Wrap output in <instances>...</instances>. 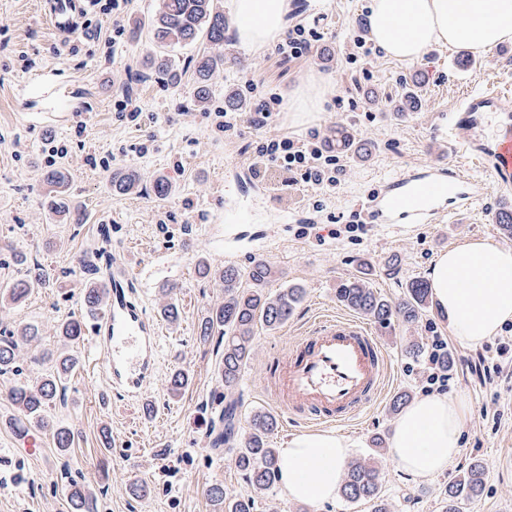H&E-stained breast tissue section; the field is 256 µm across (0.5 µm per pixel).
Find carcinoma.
I'll return each mask as SVG.
<instances>
[{"label": "carcinoma", "instance_id": "cac0c4a2", "mask_svg": "<svg viewBox=\"0 0 512 512\" xmlns=\"http://www.w3.org/2000/svg\"><path fill=\"white\" fill-rule=\"evenodd\" d=\"M153 39L161 48L146 61L148 70L163 76L176 85L180 73L175 63L164 52L171 44H192L205 38L210 44H224V13L216 0H161L158 8L148 20ZM224 65V56L207 50L194 60V103L205 105L211 99V77L216 69ZM417 79L405 84L400 97L392 102L398 113L413 112L421 107L417 91ZM323 147L336 154H350L359 158L368 156L372 143L356 138L347 128L338 126L323 138ZM46 183L51 190L43 198L48 211L72 224L84 223V214L71 210L64 200L62 187L65 177L59 171L47 174ZM139 187V176L134 172L117 175L112 179V190L119 194H130ZM198 273L203 277H217L224 282V302L208 311L198 323L199 340L207 343L215 334L224 341L218 369L227 388L234 387L242 377L251 358L256 329L276 331L283 327L294 314L302 296V289L285 287L272 295L267 286L275 279L276 272L264 261H255L243 271L235 265L213 268L207 263L198 264ZM46 275L35 263L28 268L25 277L14 280L0 289V304L19 303L32 289L45 284ZM108 294L104 288L85 289L84 302L87 307L97 309L107 304ZM336 300L359 312L382 326L394 322L413 325L423 317L431 303L428 284L415 279L410 281L403 297L390 301L361 278L343 280L336 288ZM62 352L55 360L54 370L37 381L17 382L7 392L6 398L26 418L28 424L49 435L55 448L69 452L80 439V433L72 426L54 423L45 416L46 409L57 398L63 388V378L78 363L76 348L84 340V322L69 317L59 327ZM39 341V330L26 325L15 335L0 339V375L19 376L18 364L22 347ZM190 382L189 373L175 370L167 378L170 395L178 396ZM237 402L233 401L215 412L210 419L211 444L215 448L223 445L233 447L236 467L244 472L254 492L270 489L278 476V451L268 443V435L278 426L276 417L270 413L252 415L251 431L238 437ZM486 479V468L477 460L443 489L445 512H462L461 504L482 491ZM383 472L377 464L355 463L351 465L341 485V496L351 503H370L373 512H387L382 496ZM208 499L224 506L225 512H255V498L251 495L233 494L222 483H213L206 490ZM68 498L72 512H98L97 497L89 489L76 482L69 483Z\"/></svg>", "mask_w": 512, "mask_h": 512}]
</instances>
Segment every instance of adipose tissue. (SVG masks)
<instances>
[{"label":"adipose tissue","mask_w":512,"mask_h":512,"mask_svg":"<svg viewBox=\"0 0 512 512\" xmlns=\"http://www.w3.org/2000/svg\"><path fill=\"white\" fill-rule=\"evenodd\" d=\"M235 38L248 53L271 46L284 32L291 0H229ZM368 39L387 56L415 64L434 46L490 50L512 41V0H369ZM434 301L460 342L478 346L512 323V248L472 239L439 255L429 275ZM468 416L458 398L435 394L407 406L391 438L406 474L425 479L457 459ZM350 453L330 430L291 438L279 453L280 485L289 498L333 502Z\"/></svg>","instance_id":"adipose-tissue-1"}]
</instances>
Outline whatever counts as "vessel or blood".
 <instances>
[{
	"label": "vessel or blood",
	"mask_w": 512,
	"mask_h": 512,
	"mask_svg": "<svg viewBox=\"0 0 512 512\" xmlns=\"http://www.w3.org/2000/svg\"><path fill=\"white\" fill-rule=\"evenodd\" d=\"M74 0H52L47 18L60 33L76 30ZM23 89L45 97L50 110L73 111L52 96L42 72ZM437 134L456 155H466L493 174L501 194L512 197V86L462 95ZM482 197L478 180L456 165L415 170L390 179L372 194L368 216L375 224H427L453 217ZM447 207H440V200ZM139 271L113 262L106 286L109 302L96 316L92 343L107 353L102 369L114 394L142 401L160 345L159 324L136 301L131 283ZM388 361L376 336L358 320L335 313L315 318L293 343L277 378L278 403L291 422L347 426L385 390Z\"/></svg>",
	"instance_id": "b4317fda"
}]
</instances>
